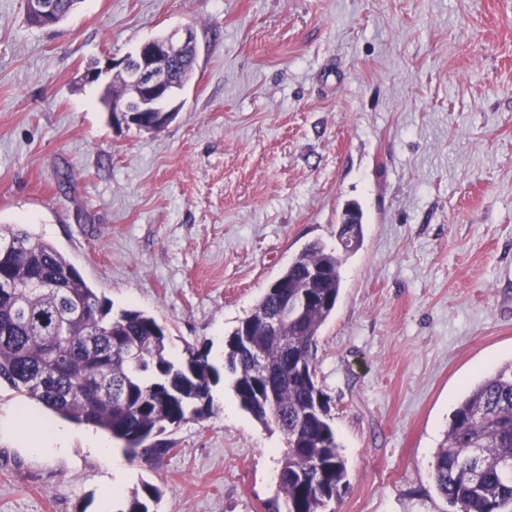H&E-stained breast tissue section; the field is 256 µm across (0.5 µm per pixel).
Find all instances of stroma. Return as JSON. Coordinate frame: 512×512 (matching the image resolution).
Masks as SVG:
<instances>
[{
	"instance_id": "obj_1",
	"label": "stroma",
	"mask_w": 512,
	"mask_h": 512,
	"mask_svg": "<svg viewBox=\"0 0 512 512\" xmlns=\"http://www.w3.org/2000/svg\"><path fill=\"white\" fill-rule=\"evenodd\" d=\"M184 27L197 66L176 118L114 125L82 75ZM67 190H59L60 177ZM341 267L316 373L347 488L333 512H448L433 456L468 389L512 361V0H83L36 28L0 0V224L52 243L114 308L153 315L174 359L224 339L307 243ZM168 429L152 464L103 462L0 385V512H282L285 440L239 405ZM27 442L34 448H43L42 445L48 444L49 448H57L60 451L69 448L71 442V434L65 429H55L52 435L47 439L42 433L32 434L28 437ZM159 491L148 484H144L141 491L135 489L131 492L127 503V509L123 512H154L151 507L158 503Z\"/></svg>"
}]
</instances>
